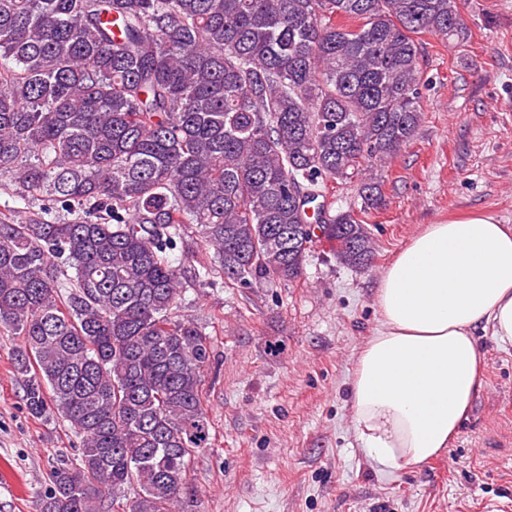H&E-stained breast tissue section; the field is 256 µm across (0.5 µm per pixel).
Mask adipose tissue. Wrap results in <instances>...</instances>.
Instances as JSON below:
<instances>
[{"instance_id":"obj_1","label":"adipose tissue","mask_w":512,"mask_h":512,"mask_svg":"<svg viewBox=\"0 0 512 512\" xmlns=\"http://www.w3.org/2000/svg\"><path fill=\"white\" fill-rule=\"evenodd\" d=\"M380 327L350 385L357 447L380 472L444 451L484 385L476 340L512 347V226L486 214L427 225L383 272Z\"/></svg>"}]
</instances>
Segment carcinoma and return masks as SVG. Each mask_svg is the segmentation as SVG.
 <instances>
[{
  "label": "carcinoma",
  "mask_w": 512,
  "mask_h": 512,
  "mask_svg": "<svg viewBox=\"0 0 512 512\" xmlns=\"http://www.w3.org/2000/svg\"><path fill=\"white\" fill-rule=\"evenodd\" d=\"M421 34L466 40L461 0H0V182L40 203L0 218V330L78 439L39 512H193L212 349L177 298L293 281L318 237L372 265L378 185L321 198L414 138Z\"/></svg>",
  "instance_id": "obj_1"
}]
</instances>
